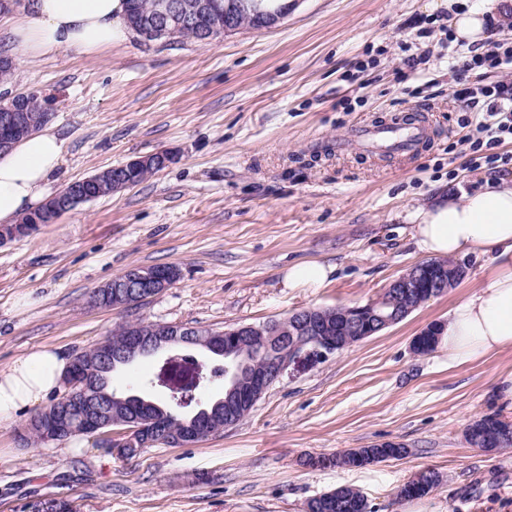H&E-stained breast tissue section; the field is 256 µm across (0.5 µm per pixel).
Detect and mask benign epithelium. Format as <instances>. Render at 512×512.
<instances>
[{
	"label": "benign epithelium",
	"instance_id": "7a95c632",
	"mask_svg": "<svg viewBox=\"0 0 512 512\" xmlns=\"http://www.w3.org/2000/svg\"><path fill=\"white\" fill-rule=\"evenodd\" d=\"M239 9L253 13L262 30L276 27L286 15L284 10L265 11L253 0H243ZM132 23L137 36L145 43L178 29L191 30L200 43L238 31L231 16H220L215 0H154L149 12L133 15ZM12 103L9 111L0 113V151L13 145L25 124L24 97L16 96ZM173 158L172 153L160 151L131 159L112 173V182L118 188H127L131 185V171L143 167L165 168ZM87 198L85 191L76 193L66 188L52 196L48 212L62 215L70 211L75 202ZM461 276L459 266L444 261L417 264L383 289L384 301L392 306L390 313L381 312L382 304L377 299L364 305L338 307L341 331L354 333L361 339L373 336L403 320L422 304V300L447 293ZM110 284L112 307L121 310L132 307L134 298L145 289L158 294L170 287L169 275L150 267L131 268L113 278ZM445 326L444 321L428 324L413 337L412 351L417 353L436 347ZM192 342L207 345L216 358L224 357V397L216 405L225 403L238 410L253 409L263 394L280 382L290 362L302 356L321 362L347 348L323 322L321 310L308 308L292 313L272 327L247 324L219 331L173 324L149 327L138 324L128 330L121 348H115L112 337L107 336L95 344L94 349L104 360L125 364L164 350L182 349ZM65 381L67 394L40 421L45 444L59 440L69 431L70 415L76 410L82 412L84 433L116 454L155 445L186 446L208 433L211 413L205 408L190 415L182 421L181 429L174 431L169 427L167 415L154 411L156 404L138 395L106 402L107 412L91 406L84 399L87 380L79 365ZM134 405L142 407L143 414L131 415L128 408Z\"/></svg>",
	"mask_w": 512,
	"mask_h": 512
}]
</instances>
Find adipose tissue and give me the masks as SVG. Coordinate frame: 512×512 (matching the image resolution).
Here are the masks:
<instances>
[{
    "instance_id": "ef3b65f1",
    "label": "adipose tissue",
    "mask_w": 512,
    "mask_h": 512,
    "mask_svg": "<svg viewBox=\"0 0 512 512\" xmlns=\"http://www.w3.org/2000/svg\"><path fill=\"white\" fill-rule=\"evenodd\" d=\"M456 38L472 44L488 37L489 14L499 0L471 6L448 0ZM126 0H29L9 35L27 60L64 49L94 53L126 37ZM65 146L50 128L19 140L0 154V222L45 202L49 177L64 161ZM410 219L423 251L436 257H487L496 268L479 290L451 312L439 338L457 365L512 350V179L493 178L473 193L440 195ZM70 361L59 348L41 345L0 371V427L58 392Z\"/></svg>"
}]
</instances>
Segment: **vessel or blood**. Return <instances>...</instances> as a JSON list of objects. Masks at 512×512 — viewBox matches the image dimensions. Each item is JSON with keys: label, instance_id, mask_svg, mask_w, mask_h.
Instances as JSON below:
<instances>
[{"label": "vessel or blood", "instance_id": "obj_1", "mask_svg": "<svg viewBox=\"0 0 512 512\" xmlns=\"http://www.w3.org/2000/svg\"><path fill=\"white\" fill-rule=\"evenodd\" d=\"M426 136L427 129L421 122L405 124L394 120L355 127L349 140L369 153L410 157L417 153Z\"/></svg>", "mask_w": 512, "mask_h": 512}]
</instances>
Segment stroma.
<instances>
[{"label": "stroma", "mask_w": 512, "mask_h": 512, "mask_svg": "<svg viewBox=\"0 0 512 512\" xmlns=\"http://www.w3.org/2000/svg\"><path fill=\"white\" fill-rule=\"evenodd\" d=\"M449 20L445 0H296L274 29L206 44L130 38L97 54L16 60L0 90L39 95L65 142L48 193L139 156L176 159L0 245V370L40 345L74 356L129 321L221 330L363 305L426 261L410 214L490 174L470 167L461 143ZM420 55L419 82L400 81L405 59ZM419 110L430 140L411 158L330 149L354 126ZM303 262L334 271L321 287H289V267ZM171 264L180 279L131 309L90 302L130 268ZM465 265L447 294L325 362H292L245 419L192 445L125 458L89 436L26 444L32 414L21 413L0 428L10 451L0 458V512H305L343 484L374 512H512V447L488 452L465 437L485 415L512 422L495 396L512 350L464 365L441 346L411 350L495 270L486 258ZM212 364L199 349L162 352L116 370L112 386L166 402L198 370L206 404L224 390ZM386 440L406 455L353 469L325 463ZM427 468L440 484L397 499Z\"/></svg>", "instance_id": "obj_1"}]
</instances>
